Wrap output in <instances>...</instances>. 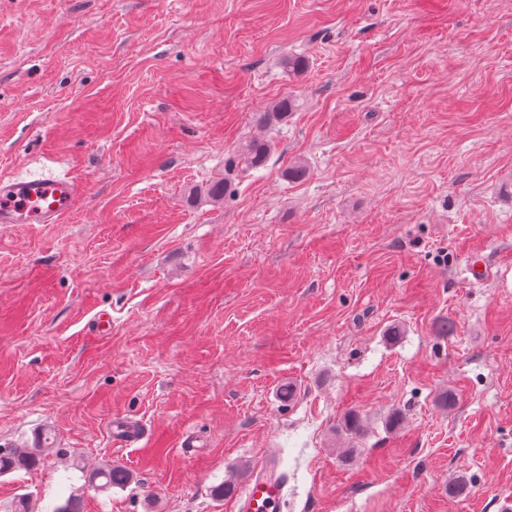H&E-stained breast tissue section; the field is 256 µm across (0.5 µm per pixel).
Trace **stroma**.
Here are the masks:
<instances>
[{
    "label": "stroma",
    "instance_id": "35a3bbf8",
    "mask_svg": "<svg viewBox=\"0 0 512 512\" xmlns=\"http://www.w3.org/2000/svg\"><path fill=\"white\" fill-rule=\"evenodd\" d=\"M49 158L86 191L0 225V445L54 448L0 512H238L271 455L281 512L512 497V0H0V178ZM271 150L268 141L254 139L250 141L238 155L237 162L246 169L256 170L264 167ZM114 437L123 446L132 447L138 444L145 436L144 429L130 421H118L114 424ZM131 480L130 472L119 465L107 464L89 476V481L100 490L124 487Z\"/></svg>",
    "mask_w": 512,
    "mask_h": 512
}]
</instances>
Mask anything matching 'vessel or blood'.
<instances>
[{"label": "vessel or blood", "instance_id": "vessel-or-blood-1", "mask_svg": "<svg viewBox=\"0 0 512 512\" xmlns=\"http://www.w3.org/2000/svg\"><path fill=\"white\" fill-rule=\"evenodd\" d=\"M84 186L68 175H48L35 179H0V224H56L71 211ZM42 198L43 204L26 210L29 199ZM144 429L130 421L115 424L114 437L123 446L138 444ZM282 477L257 472L248 483L240 503L241 512H279L284 499Z\"/></svg>", "mask_w": 512, "mask_h": 512}]
</instances>
